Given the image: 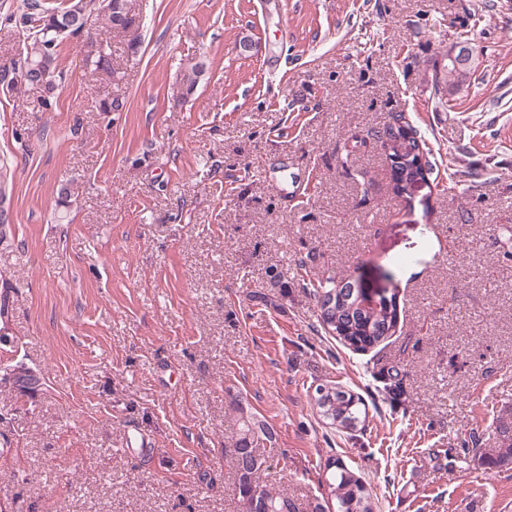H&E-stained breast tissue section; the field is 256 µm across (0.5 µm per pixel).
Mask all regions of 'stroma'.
Returning <instances> with one entry per match:
<instances>
[{"instance_id":"stroma-1","label":"stroma","mask_w":512,"mask_h":512,"mask_svg":"<svg viewBox=\"0 0 512 512\" xmlns=\"http://www.w3.org/2000/svg\"><path fill=\"white\" fill-rule=\"evenodd\" d=\"M26 2L0 0V71ZM133 6L138 50L93 13L49 105L0 81V365L41 379L0 382V512H242L244 412L273 434L260 484L297 512H334V460L374 512H512V464L485 463L512 438V0ZM463 40L478 65L449 95ZM103 41L111 71L86 68ZM394 112L433 167L404 197L375 136ZM307 277L395 297V334L344 346ZM320 384L362 398L361 430L323 422Z\"/></svg>"}]
</instances>
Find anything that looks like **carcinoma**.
I'll return each instance as SVG.
<instances>
[{"mask_svg":"<svg viewBox=\"0 0 512 512\" xmlns=\"http://www.w3.org/2000/svg\"><path fill=\"white\" fill-rule=\"evenodd\" d=\"M28 12L22 15V33L26 35L24 63L32 66V71L14 68L11 82H23L44 93L41 103L49 102V95L54 89L56 78L58 38L78 37L90 13L102 10L107 15L110 29L119 33L129 31L136 22L133 5L129 0H75L61 9H44L39 0L27 4ZM95 69L109 71L112 69V50L105 42L98 48L92 60ZM475 69V59L457 68L448 65L444 77V88L448 94L455 93L466 82ZM205 72L202 61L188 69L183 76L186 93H191ZM382 145L395 148L400 140L408 142L414 151L412 166L392 169L393 188L397 195H402L404 185L410 181L425 179L432 167L426 160L416 132L403 112L391 115L389 122L379 134ZM310 294L316 298L319 307V321L325 330L332 333L339 341L354 350L365 351L385 341L394 334L397 323L396 304L367 310L356 307L357 292L344 291L340 281L329 278L324 282L311 285ZM403 372L396 366L384 375V390L396 397L401 391ZM315 404L326 424L338 429L353 431L364 424L361 419L362 402L353 393L340 386L319 385ZM239 437L233 448L238 480L239 496L242 509H247L246 497L251 486L257 484L259 471L245 469L246 457L253 454L259 443V435H268L270 429L250 415H241L239 420ZM329 471L325 479L328 495L336 501V512H373L370 495L362 480L354 475L338 460L327 464ZM266 502V512H296V507L289 499L275 496L268 490H261Z\"/></svg>","mask_w":512,"mask_h":512,"instance_id":"1","label":"carcinoma"}]
</instances>
